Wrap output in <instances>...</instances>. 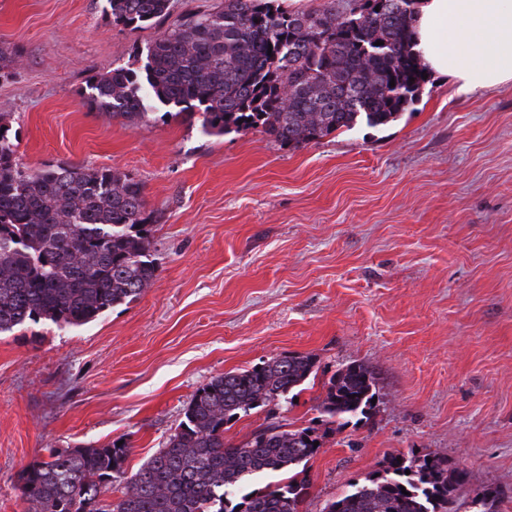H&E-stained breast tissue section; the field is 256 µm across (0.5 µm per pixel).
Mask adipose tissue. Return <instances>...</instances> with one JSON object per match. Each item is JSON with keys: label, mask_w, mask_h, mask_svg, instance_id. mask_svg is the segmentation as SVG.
Wrapping results in <instances>:
<instances>
[{"label": "adipose tissue", "mask_w": 512, "mask_h": 512, "mask_svg": "<svg viewBox=\"0 0 512 512\" xmlns=\"http://www.w3.org/2000/svg\"><path fill=\"white\" fill-rule=\"evenodd\" d=\"M414 49L462 93L512 81V0H420Z\"/></svg>", "instance_id": "ef3b65f1"}]
</instances>
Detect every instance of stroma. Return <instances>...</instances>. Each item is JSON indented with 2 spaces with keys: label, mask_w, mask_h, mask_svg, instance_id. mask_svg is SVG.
<instances>
[{
  "label": "stroma",
  "mask_w": 512,
  "mask_h": 512,
  "mask_svg": "<svg viewBox=\"0 0 512 512\" xmlns=\"http://www.w3.org/2000/svg\"><path fill=\"white\" fill-rule=\"evenodd\" d=\"M106 0H0V122L32 167L112 168L144 185L155 283L98 321L0 335V512H24L19 470L49 448L126 441L138 467L212 377L288 352L316 357L291 404L240 414L314 428L303 512L379 470L435 453L512 512V82L457 92L429 74L394 121L293 148L251 130L209 136L154 114L112 118L83 99L164 30L112 25ZM352 363L376 375L368 422L316 408Z\"/></svg>",
  "instance_id": "35a3bbf8"
}]
</instances>
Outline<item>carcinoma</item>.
<instances>
[{"label":"carcinoma","mask_w":512,"mask_h":512,"mask_svg":"<svg viewBox=\"0 0 512 512\" xmlns=\"http://www.w3.org/2000/svg\"><path fill=\"white\" fill-rule=\"evenodd\" d=\"M418 2L324 0L288 11L278 0H222L184 14L147 45L143 65L91 76L85 100L130 121L176 107L177 116H199L208 135L260 129L288 147L361 123L383 126L426 83L411 41ZM105 13L133 32L165 20L170 0H107ZM152 222L139 181L110 168L29 167L1 123L0 334L40 321L80 327L137 298L157 277ZM315 363L310 353H288L212 378L163 447L132 472L126 443L48 448L18 473L19 496L27 512H301L309 482L299 467L318 451L315 429L268 426L232 445L224 426L288 401ZM325 387L316 409L327 422L370 419L371 369L349 365ZM468 482L441 456L391 455L323 512H457L456 487ZM498 498L477 487L472 512H493Z\"/></svg>","instance_id":"1"}]
</instances>
